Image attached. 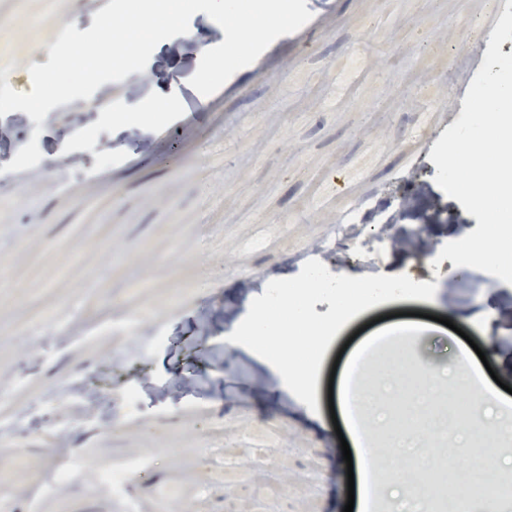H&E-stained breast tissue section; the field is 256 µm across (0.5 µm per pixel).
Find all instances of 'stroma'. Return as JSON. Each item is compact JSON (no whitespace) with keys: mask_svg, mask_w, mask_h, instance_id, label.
Listing matches in <instances>:
<instances>
[{"mask_svg":"<svg viewBox=\"0 0 512 512\" xmlns=\"http://www.w3.org/2000/svg\"><path fill=\"white\" fill-rule=\"evenodd\" d=\"M109 0H0V70L19 92L28 68L49 60L63 26L88 30ZM313 19L294 42L271 44L236 72L206 104L194 90L202 64L194 51L175 56L159 43L150 64L160 71L145 95L159 119L131 138L113 103L136 112L118 85L91 99L51 109L42 125L22 111L0 117V166L37 139L43 176L0 175V374L14 382L0 415L38 397L60 378L109 371L128 338L113 333L126 314L152 309L136 332L142 350L123 371L121 387L138 393L135 414L117 429L72 430L86 470L132 456L153 459L140 482L141 512H343L348 499L340 440L351 437L342 404L347 365L372 321L399 312L452 320L485 353L483 381L512 387V285L433 254L476 227L456 199L435 183L433 135L458 112L447 98L465 93L484 56L466 44L485 0H307ZM362 51L365 76L354 93L336 90ZM78 111L81 124L66 121ZM424 207L399 229L419 235L431 252L364 265L353 249H332L336 222L356 204L372 203L365 222L391 211L399 178L410 170ZM328 243L330 273L363 270L436 283L434 300L396 299L349 320L322 358L316 410L284 385L274 366L228 336L270 280L297 275L310 241ZM77 305L73 338L52 340L54 310ZM457 336L445 328L423 337L412 359L438 378L432 408L468 426L459 406L475 395L448 388ZM110 372V371H109ZM276 386L255 391V379ZM179 453H168L170 439ZM223 457L205 469L199 440ZM454 465L430 487L449 512L477 482L481 448L459 435L439 442ZM0 463L27 512V491L46 477L41 449L0 445Z\"/></svg>","mask_w":512,"mask_h":512,"instance_id":"stroma-1","label":"stroma"}]
</instances>
